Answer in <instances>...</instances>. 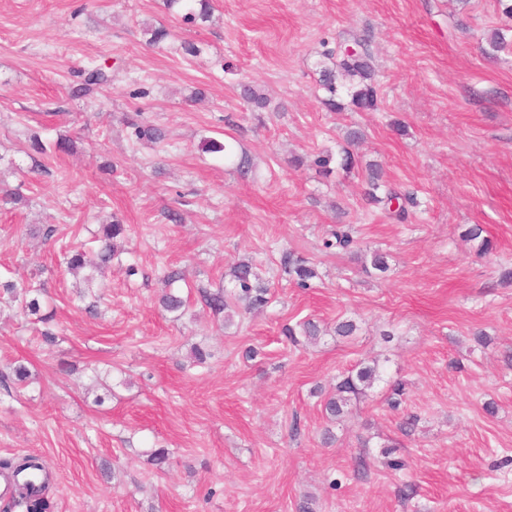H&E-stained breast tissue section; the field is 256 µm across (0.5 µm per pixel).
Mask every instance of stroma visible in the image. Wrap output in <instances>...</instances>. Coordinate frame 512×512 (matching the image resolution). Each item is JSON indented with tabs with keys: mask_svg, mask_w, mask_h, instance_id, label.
<instances>
[{
	"mask_svg": "<svg viewBox=\"0 0 512 512\" xmlns=\"http://www.w3.org/2000/svg\"><path fill=\"white\" fill-rule=\"evenodd\" d=\"M212 3L201 24L163 0H0V276L42 285L55 335L44 343L33 316L0 304V370L18 360L30 371L0 381V460H43L51 512H512V283L501 280L512 268V0ZM148 23L175 40L147 47ZM495 30L508 46L492 58ZM353 33L369 41L378 107L332 112L317 86L322 52ZM185 41L198 54H183ZM93 65L111 85L92 103L71 98ZM241 81L269 108L248 106ZM141 121L164 140H137ZM350 128L363 135L354 167L323 174L314 158L339 152ZM34 132L70 136L77 151L33 170ZM227 134L255 172L203 150ZM372 162L416 192L407 222L366 201ZM114 216L128 232L106 275L89 286L60 274L59 250L94 248ZM332 224L352 225L359 247L323 251ZM476 224L488 253L465 238ZM284 248L315 266L311 288L281 272ZM376 249L390 255L383 278L361 269ZM243 257L271 300L228 326L198 291L228 286ZM174 268L186 276L181 315L159 306ZM306 319L358 329L287 342L283 325ZM197 344L206 364L190 357ZM374 359L381 379L328 423L337 375ZM155 448L170 452L165 470L148 460Z\"/></svg>",
	"mask_w": 512,
	"mask_h": 512,
	"instance_id": "1",
	"label": "stroma"
}]
</instances>
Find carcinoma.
I'll use <instances>...</instances> for the list:
<instances>
[{"instance_id": "obj_1", "label": "carcinoma", "mask_w": 512, "mask_h": 512, "mask_svg": "<svg viewBox=\"0 0 512 512\" xmlns=\"http://www.w3.org/2000/svg\"><path fill=\"white\" fill-rule=\"evenodd\" d=\"M165 9L173 16H179L185 21L194 22L198 19L207 21L211 17L212 6L210 0H164ZM148 35V45L160 48L162 44L174 37L172 29L160 24H147L143 29ZM367 39L355 37L353 44L355 52L348 53L344 48L328 50L323 53L326 61L321 63L317 80L319 89L325 93L321 101L329 110L342 112L353 106L362 111L374 110L378 106V88L375 82V70L371 63V55L366 47ZM112 76L101 68H92L84 72L83 79L70 88V96L74 99H90L101 87L109 84ZM240 97L256 110H263L269 106V100L254 86L239 83ZM349 101H344V98ZM134 135L139 140L160 142L164 139L163 130L152 124L141 123L134 125ZM31 149L40 155L51 151L54 153H71L74 151L73 141L66 137H59L55 143L47 146L40 136H31ZM204 150L208 153L224 156V164L236 169L242 174L249 171L251 159L246 151L232 138L219 140L210 138L204 142ZM349 169L355 163L354 154L346 147L341 148L339 155L335 156L325 152L314 160L315 165L327 168L331 162ZM368 202L381 205L389 215L398 221L406 219L408 206L414 204V194L403 191L383 181V173L379 166H368ZM126 227L117 218H112L108 224L100 225L98 241L100 246L93 252L81 247H72L63 254L62 263L68 273L76 275L88 270L85 282L91 284L95 274L112 262L118 252L117 241L125 239ZM356 244L351 229L345 224H337L328 232L323 240L326 249L336 248L349 250ZM280 269L288 275L298 287L306 289L312 287V281L318 278L316 268L303 257L289 249H283L279 254ZM389 269L388 254L379 250L370 253L369 263L362 266V271L368 275L372 272L385 273ZM232 284L231 289L219 288L214 292L206 289L200 290L201 299L206 307L214 314L224 315V326L233 323L235 309L243 308L245 311L261 308L269 303V290L259 275L256 265L249 258H241L231 263L227 273ZM183 279V273L172 269L165 274L166 290L160 297L162 308L170 313L181 311L185 307L183 298L172 291L175 282ZM6 295L12 301H19L23 309L30 315L38 316L39 321L45 322L48 316L40 314L39 296L41 289L32 286L17 288L11 281L0 283V295ZM282 333L291 342H299V337L313 342L319 339L323 330L313 320H305L293 326L284 325ZM380 379L379 364L361 362L356 371L350 372L336 379L332 393L324 403V410L328 418L339 420L347 412L351 401L366 396L367 390ZM50 482L46 481L36 487L31 483L16 487L15 493L9 498L7 509L15 507L21 512H48L50 501L47 497Z\"/></svg>"}]
</instances>
